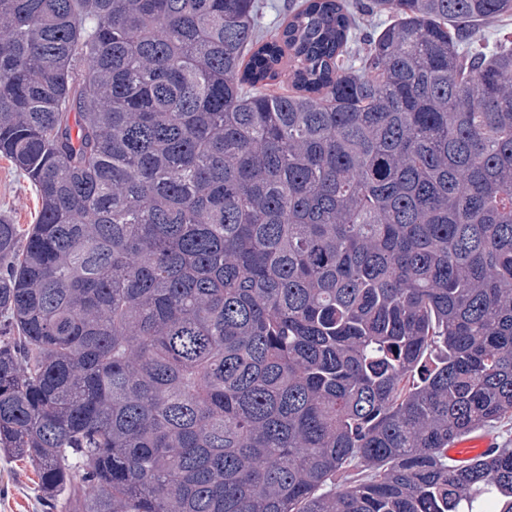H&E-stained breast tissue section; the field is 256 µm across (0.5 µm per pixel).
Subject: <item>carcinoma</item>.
Masks as SVG:
<instances>
[{
  "label": "carcinoma",
  "mask_w": 512,
  "mask_h": 512,
  "mask_svg": "<svg viewBox=\"0 0 512 512\" xmlns=\"http://www.w3.org/2000/svg\"><path fill=\"white\" fill-rule=\"evenodd\" d=\"M259 10L0 0V450L48 512H512L448 458L512 421V0ZM263 2V14L261 22L266 27H272L277 25L288 15V10L292 7V0H262ZM268 4H272V8L268 7ZM40 205L34 186L9 161L0 157V215L26 229L34 224Z\"/></svg>",
  "instance_id": "obj_1"
}]
</instances>
